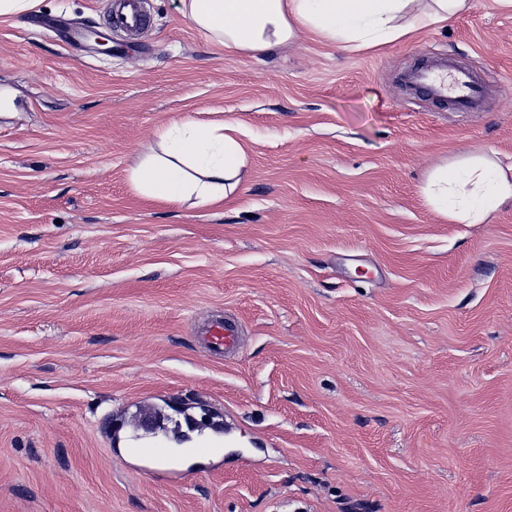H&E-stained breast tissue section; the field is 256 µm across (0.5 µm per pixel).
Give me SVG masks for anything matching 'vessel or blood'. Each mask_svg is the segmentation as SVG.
Instances as JSON below:
<instances>
[{"label":"vessel or blood","mask_w":512,"mask_h":512,"mask_svg":"<svg viewBox=\"0 0 512 512\" xmlns=\"http://www.w3.org/2000/svg\"><path fill=\"white\" fill-rule=\"evenodd\" d=\"M414 83L427 89L434 97L447 100L452 110L472 112L477 110L481 93V81L468 68L449 64L447 81H440L434 69L413 72ZM238 331L233 324L214 326L209 332V343L214 350L225 351L236 346Z\"/></svg>","instance_id":"1"}]
</instances>
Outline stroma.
I'll list each match as a JSON object with an SVG mask.
<instances>
[{
    "instance_id": "1",
    "label": "stroma",
    "mask_w": 512,
    "mask_h": 512,
    "mask_svg": "<svg viewBox=\"0 0 512 512\" xmlns=\"http://www.w3.org/2000/svg\"><path fill=\"white\" fill-rule=\"evenodd\" d=\"M143 9L0 22V512H512V203L451 224L420 193L462 155L512 168V12L257 58ZM440 58L483 77L479 111L405 86ZM187 116L242 127L224 206L131 187ZM158 412L209 418L188 444L219 455H125ZM238 341V331L231 323L214 326L209 332V343L211 347L220 352L225 349H231L236 346Z\"/></svg>"
}]
</instances>
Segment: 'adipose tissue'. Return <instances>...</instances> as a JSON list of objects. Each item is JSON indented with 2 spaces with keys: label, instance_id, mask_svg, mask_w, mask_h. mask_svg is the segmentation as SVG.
<instances>
[{
  "label": "adipose tissue",
  "instance_id": "obj_1",
  "mask_svg": "<svg viewBox=\"0 0 512 512\" xmlns=\"http://www.w3.org/2000/svg\"><path fill=\"white\" fill-rule=\"evenodd\" d=\"M181 12L216 47L258 55L309 31L348 50L403 39L440 25L471 0H180ZM234 122L185 118L161 130L130 169L140 196L218 206L238 193L248 165ZM426 204L451 224H481L512 202V178L486 155H463L433 167L421 187Z\"/></svg>",
  "mask_w": 512,
  "mask_h": 512
}]
</instances>
